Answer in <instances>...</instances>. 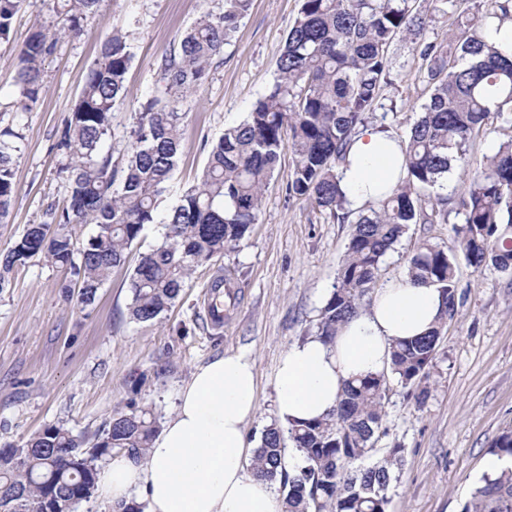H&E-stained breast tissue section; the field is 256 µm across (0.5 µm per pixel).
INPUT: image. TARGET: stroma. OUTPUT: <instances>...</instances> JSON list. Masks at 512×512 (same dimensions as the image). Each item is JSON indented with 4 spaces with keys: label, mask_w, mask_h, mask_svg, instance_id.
<instances>
[{
    "label": "stroma",
    "mask_w": 512,
    "mask_h": 512,
    "mask_svg": "<svg viewBox=\"0 0 512 512\" xmlns=\"http://www.w3.org/2000/svg\"><path fill=\"white\" fill-rule=\"evenodd\" d=\"M224 0H99L77 38L61 39L43 64L40 97L18 112L17 61L31 33L54 28L49 0H21L8 40L0 41V129L18 132L16 195L0 224V252L48 209L68 204L61 133L93 65L100 43L126 34L132 53L127 94L112 109L114 157L126 154L130 131L156 91L162 59L177 48L201 16L218 14ZM298 0H253L201 87L182 104L181 151L160 207L169 209L196 184L209 152L226 127L241 121L267 92ZM393 66L401 75L383 96L394 111H377L372 123L404 137L418 118L422 98L413 84L412 45L396 42ZM293 155L283 151L263 197L257 224L233 252L198 267L162 318H131L130 277L143 253L162 241L163 227L146 225L94 301L82 303L69 267L40 258L19 264L0 287V448H18L44 427L57 425L94 440L112 413L150 410L158 424L173 414L191 372L225 352L244 354L258 374L259 404L247 425L252 444L278 421L275 374L281 355L315 335L321 308L343 262L352 223L326 218L306 201L289 198ZM458 217L446 224H412L384 257L378 284L402 281L422 240L456 249ZM232 270L236 304L223 325L207 314L210 285ZM460 299L443 331L416 405L392 384L371 460L402 449V465L388 491V512H461L494 456L491 443L512 430V273L460 263Z\"/></svg>",
    "instance_id": "obj_1"
}]
</instances>
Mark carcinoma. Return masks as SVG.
Returning <instances> with one entry per match:
<instances>
[{
  "label": "carcinoma",
  "mask_w": 512,
  "mask_h": 512,
  "mask_svg": "<svg viewBox=\"0 0 512 512\" xmlns=\"http://www.w3.org/2000/svg\"><path fill=\"white\" fill-rule=\"evenodd\" d=\"M64 23L31 34L18 59L17 109L31 111L42 86V64L58 40L82 33L81 21L99 0H50ZM252 0H224V11L204 15L160 67L162 88L146 100L131 131L122 165L104 150L111 136L112 108L126 91L132 55L127 36L114 32L102 42L82 93L60 139L68 164V207L49 210V221L31 224L4 253L0 269L34 257L68 266L79 282L81 302H92L112 268L125 259L147 224H162L164 242L141 256L130 278L131 316L158 319L178 298L195 269L236 249L257 223L262 197L280 155L288 149L294 167L288 197L304 199L326 216L349 218L339 166L369 113L384 108V87L394 81L390 47L400 38L414 44L420 65L417 94L426 97L404 148L405 177L369 213L358 215L331 296L320 313L317 335L326 341L356 315L374 288L385 254L410 224L455 227L467 264L512 267V244L499 226L512 224V138L499 144L479 169H472L469 148L488 133L492 117L512 113V58L490 45L484 27L492 18L512 19V0H431V14L413 0H299L277 65V77L246 118L225 130L213 146L200 181L158 218L180 150L184 113L180 103L197 91L208 66L250 9ZM20 0H0V41ZM456 14L446 36L426 32L437 15ZM14 142L0 138V223L6 222L16 193ZM459 168L467 175L461 194H440L439 178ZM71 224H92L93 232L76 240ZM457 255L430 241L409 260L408 277L437 288L439 319L431 330L393 344L389 371L345 384L336 409L324 419L273 423L262 433L252 470L280 480L284 512H387L388 489L402 464L401 449L368 466L372 439L385 415L389 378L408 389L416 405L427 397L414 386L428 376L442 331L454 318L458 296ZM157 432L150 413L113 414L104 435L89 443L57 425H49L25 446L0 451V512H42L51 498L53 512H74L76 493L96 488L98 462L119 448L140 460ZM301 453L296 472L284 464L285 439ZM491 452L505 459L462 512H512V430L503 432ZM27 473L17 479V471Z\"/></svg>",
  "instance_id": "carcinoma-1"
}]
</instances>
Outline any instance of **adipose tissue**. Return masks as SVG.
Returning a JSON list of instances; mask_svg holds the SVG:
<instances>
[{"instance_id":"obj_1","label":"adipose tissue","mask_w":512,"mask_h":512,"mask_svg":"<svg viewBox=\"0 0 512 512\" xmlns=\"http://www.w3.org/2000/svg\"><path fill=\"white\" fill-rule=\"evenodd\" d=\"M339 174L350 208L377 202L404 175L398 139L375 127L360 130ZM440 310L436 288L390 283L333 342L313 336L292 345L276 370L281 419L327 416L348 380L386 369L392 342L426 333ZM257 408L256 369L243 354L227 352L197 366L145 463L112 458L98 477L100 496L111 505L137 499L144 512H282L270 482L247 469L246 425Z\"/></svg>"}]
</instances>
